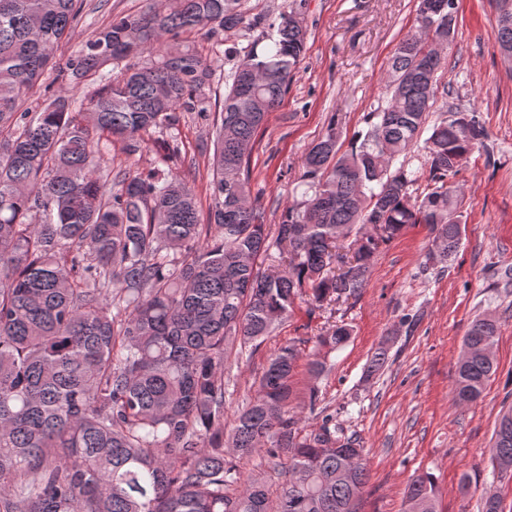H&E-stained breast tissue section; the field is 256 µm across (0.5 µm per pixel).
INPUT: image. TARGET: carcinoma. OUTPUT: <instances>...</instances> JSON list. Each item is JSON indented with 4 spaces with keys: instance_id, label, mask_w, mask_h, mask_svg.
<instances>
[{
    "instance_id": "1",
    "label": "carcinoma",
    "mask_w": 512,
    "mask_h": 512,
    "mask_svg": "<svg viewBox=\"0 0 512 512\" xmlns=\"http://www.w3.org/2000/svg\"><path fill=\"white\" fill-rule=\"evenodd\" d=\"M300 7L291 0L271 22L242 0H161L94 29L59 71L58 94L21 112L84 4L0 0V512H358L360 442L333 415L307 426L291 406L298 368L321 377L352 327L316 337L312 354L299 339L270 355L227 439L224 364L236 345L257 352L304 296L310 315L359 297L375 256L411 224L437 244L428 258L455 254L462 199L449 179L485 134L474 111L427 125L457 17L448 0H418L416 30L385 72L387 106L367 113L346 151L329 122L302 162L305 199L270 233L250 154L304 57ZM495 7L499 47L512 51V0ZM195 28L216 41L265 30L262 50L234 52L221 100L206 96L211 65L168 43ZM135 57L139 66L117 74L105 65ZM79 85L93 89L76 109ZM212 107L201 224L194 188L170 165L181 154L172 132L179 109L208 117ZM421 140L432 187L420 197L393 162ZM114 141L129 160L154 144L161 165L104 178ZM274 247L288 254L283 270L261 266ZM497 336L493 318L471 323L456 404L477 401L496 373ZM262 448L285 477L274 498L231 460ZM491 459L512 470V410L498 419ZM408 502L437 512L430 473L412 481Z\"/></svg>"
}]
</instances>
